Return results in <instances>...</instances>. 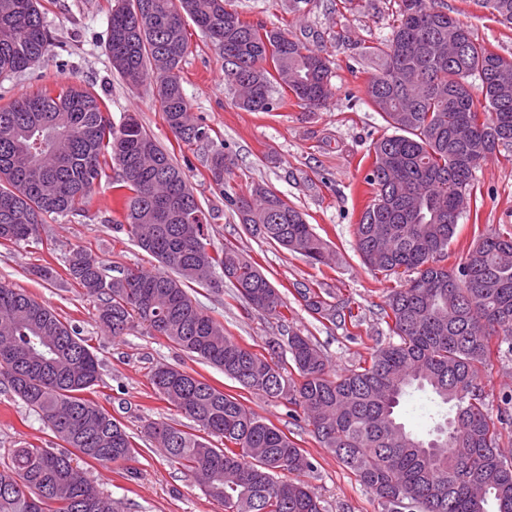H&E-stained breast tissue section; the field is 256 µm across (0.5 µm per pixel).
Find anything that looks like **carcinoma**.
<instances>
[{
	"label": "carcinoma",
	"instance_id": "cac0c4a2",
	"mask_svg": "<svg viewBox=\"0 0 512 512\" xmlns=\"http://www.w3.org/2000/svg\"><path fill=\"white\" fill-rule=\"evenodd\" d=\"M136 2L117 0L106 52L130 85L157 86L164 120L181 141L209 139L181 83L190 22L222 55L239 108L270 112L278 89L311 110L329 105L331 61L322 50L244 21L232 0H144L141 15ZM481 6L512 25V0ZM49 45L39 0H0L1 77L24 72ZM361 55L378 65L364 93L391 133L373 143L365 177L373 196L355 227L356 249L370 270L405 278L383 308L388 341L356 369L330 376L327 356L299 329L268 342L265 354L224 335L194 288L217 291L227 281L252 310L277 316L287 307L284 293L236 246L214 248L212 214L188 175L136 116L112 122L82 86L0 106V245L29 240L46 215L77 214L113 171L112 232L160 269L108 270L90 251H70L67 274L99 301L98 319L112 336L143 327L248 392L295 406L382 512H512V458L499 448L502 419L489 414L483 381L492 337L501 356L512 355V235L482 236L457 267L442 265L459 220L448 210L470 207L476 169L512 148V56L490 50L430 0H398L390 37ZM232 166L214 151L212 181L224 186ZM224 202L253 238L312 266L328 263L327 241L266 185L226 191ZM297 293L310 313L336 324V306L322 293L307 286ZM280 351L298 378L276 360ZM0 357V384L62 442L12 449L0 467V512H122L72 458L124 467L137 453L124 425L84 396L100 379L86 340L45 304L0 285ZM150 381L190 424L150 422L145 435L224 512H323L303 480L313 463L283 431L180 367L159 365ZM412 389H428L448 406L425 438L396 417Z\"/></svg>",
	"mask_w": 512,
	"mask_h": 512
}]
</instances>
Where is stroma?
Wrapping results in <instances>:
<instances>
[{"label": "stroma", "mask_w": 512, "mask_h": 512, "mask_svg": "<svg viewBox=\"0 0 512 512\" xmlns=\"http://www.w3.org/2000/svg\"><path fill=\"white\" fill-rule=\"evenodd\" d=\"M396 0H360L356 12L342 0H308L302 11L289 0H235L242 19L288 31L304 44L323 50L331 61L334 98L329 107L311 111L293 97L271 112H247L237 106V92L224 81V61L218 50L195 26H188L190 52L180 75L191 111L209 130L208 141L188 145L172 134L160 104L149 86L133 87L113 70L105 50L108 18L115 0H40L44 23L51 35L45 56L25 73L0 78V106L49 89L77 84L101 98L113 120L136 113L189 176L194 194L213 211L215 246L230 242L259 263L284 293L283 316L259 314L235 296L231 285L222 291L200 288L195 298L205 312L223 323L226 335L255 351L266 349L282 326L300 329L318 343L332 374L356 368L377 341L386 339L382 307L398 276L374 273L355 250L354 227L370 188L365 182L373 158V142L388 129L368 105L364 86L376 69L360 58L363 45L388 37L395 20ZM467 25L491 50L512 54V29L496 22L476 0H434ZM224 150L234 161L225 187L209 177L208 159ZM266 182L305 213L309 224L329 243V264L310 266L288 251L252 238L224 205L225 192L243 194L252 183ZM477 204L464 211L448 246L447 267L462 262L479 235L512 232V150L484 162L475 172ZM112 207L109 179H102L84 213L45 217L34 240L0 246V284L23 290L50 307L72 325L101 361V380L92 400L119 420L133 436L139 457L138 474L129 479L122 470L87 462V477L101 490L119 499L124 512H224L222 503L206 496L178 464L149 440L143 427L154 420L181 421L176 408L156 395L152 370L160 364L181 366L236 396L272 422L306 450L314 464L305 479L320 496L325 512H381L374 496L335 455L320 447L304 419H293L283 400L264 398L240 387L212 366L175 349L164 338L144 328L115 337L97 319L98 301L87 296L67 274L65 258L77 247L91 250L105 265L154 271L158 261L128 238H115L108 222ZM304 283L328 293L353 324L318 321L296 292ZM492 416L512 417V358H493L485 378ZM46 448L58 441L39 416L0 384V465L9 460L17 442Z\"/></svg>", "instance_id": "1"}]
</instances>
